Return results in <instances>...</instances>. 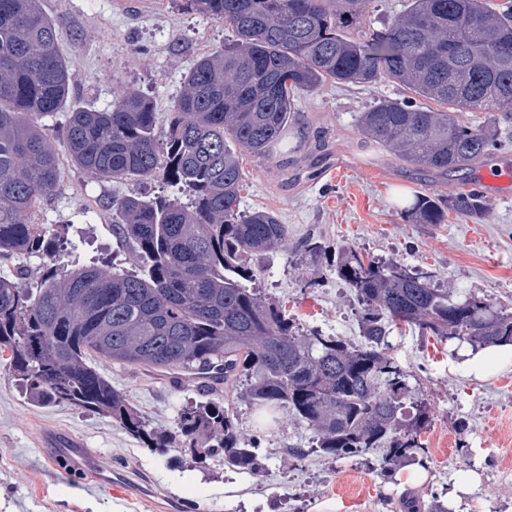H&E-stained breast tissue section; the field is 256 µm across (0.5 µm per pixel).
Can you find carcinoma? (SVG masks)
Masks as SVG:
<instances>
[{"label": "carcinoma", "instance_id": "cac0c4a2", "mask_svg": "<svg viewBox=\"0 0 512 512\" xmlns=\"http://www.w3.org/2000/svg\"><path fill=\"white\" fill-rule=\"evenodd\" d=\"M372 0H190L224 24V44L202 55L158 133L143 94L122 92L106 111L70 113V160L100 181L143 180L163 170L188 192L112 198V235L131 246L136 270L92 263L63 271L70 239L35 224L58 186L60 159L42 119L69 98L71 62L57 48L39 0H0V259L43 260L40 287L0 276V353L38 404L106 416L158 453L179 448L199 464L242 474L265 470L262 436L244 441L233 412L207 401L183 409L179 433L148 428L91 365L97 358L157 372L214 370L252 408H284L313 433L314 451L336 459L383 449L389 472L419 447L427 406L387 351L394 326L488 346L512 342V312L475 294L455 297L433 275L348 247L336 274L351 289L363 341L302 331L281 305L248 287L249 257L280 245L275 211H240L244 156L272 157L299 100L327 83L383 81L407 90L360 113L358 130L416 167L469 169L494 146L496 122L459 114L512 109V9L492 0H409L375 29ZM430 100L431 108L422 105ZM480 219L485 198L418 195L407 215L443 224L449 212Z\"/></svg>", "mask_w": 512, "mask_h": 512}]
</instances>
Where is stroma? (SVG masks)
Returning <instances> with one entry per match:
<instances>
[{
  "mask_svg": "<svg viewBox=\"0 0 512 512\" xmlns=\"http://www.w3.org/2000/svg\"><path fill=\"white\" fill-rule=\"evenodd\" d=\"M40 7L55 25L60 53L72 62L69 101L44 119L59 129L71 109L111 108L125 90L139 91L166 114L196 58L226 37L223 24L187 0H40ZM403 95L387 81L325 85L302 98L297 122L272 158L244 162L242 210L273 209L288 226L286 244L252 257L255 284L284 304L300 328L360 342L353 294L336 275V251L344 246L399 260L432 273L438 287L512 312V197L488 196V214L480 220L452 214L443 224L411 223L403 209L414 194L445 196L459 192V182L415 170L359 135L361 112ZM53 144L63 174L36 220L81 229L75 251L62 254L58 266L102 258L129 266L127 248L112 235V197L162 192L176 198L178 188L160 173L144 181H98L70 161L63 137ZM308 238L326 242L330 252L310 261L300 248ZM388 342L430 409L415 452L427 471L418 486L384 473L376 450L350 460L312 451L311 431L288 411L261 420L223 385L187 380L173 386L140 366L98 363L155 429L176 431L186 405L223 400L244 438L264 432L266 469L246 476L194 463L174 448L154 453L111 418L31 402L0 360V512H313L323 501L342 503L344 512H408V501L426 508L435 499L447 503L448 512H512V361L489 364L478 378L463 365L458 340L402 327L392 329ZM51 433L82 439L122 469L130 482L126 494H113L92 476L54 470L46 456ZM297 448L306 449L304 459L294 456ZM233 485L241 496L230 493Z\"/></svg>",
  "mask_w": 512,
  "mask_h": 512,
  "instance_id": "35a3bbf8",
  "label": "stroma"
}]
</instances>
